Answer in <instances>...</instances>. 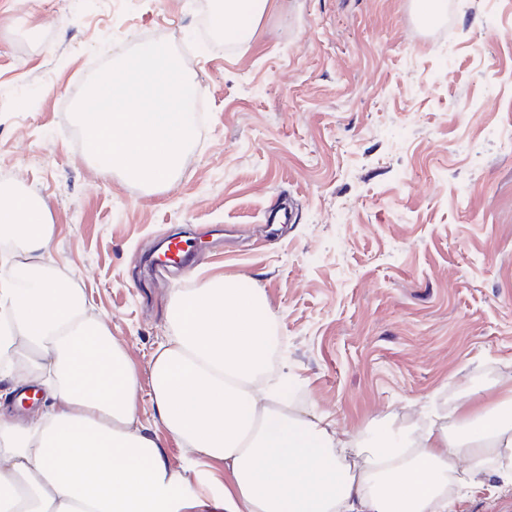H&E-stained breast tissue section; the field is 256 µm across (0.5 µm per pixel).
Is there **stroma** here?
<instances>
[{
	"label": "stroma",
	"mask_w": 512,
	"mask_h": 512,
	"mask_svg": "<svg viewBox=\"0 0 512 512\" xmlns=\"http://www.w3.org/2000/svg\"><path fill=\"white\" fill-rule=\"evenodd\" d=\"M221 3L0 0V184L47 204L49 269L126 349L144 425L169 298L220 275L265 295L294 408L366 440L512 376V0H271L232 43ZM153 31L202 112L149 189L91 156L71 110ZM205 227L192 267L150 272ZM159 442L181 495L223 497V463Z\"/></svg>",
	"instance_id": "1"
}]
</instances>
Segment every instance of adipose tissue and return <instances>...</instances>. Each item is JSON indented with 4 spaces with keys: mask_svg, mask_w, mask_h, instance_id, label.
<instances>
[{
    "mask_svg": "<svg viewBox=\"0 0 512 512\" xmlns=\"http://www.w3.org/2000/svg\"><path fill=\"white\" fill-rule=\"evenodd\" d=\"M269 0H224V39H244ZM43 202L0 203V400L39 387L42 410L0 414V512H196L137 414L138 379L81 288L49 272ZM150 361L160 426L223 462L224 512H458L491 479L512 487V381L482 410L456 405L424 433H339L259 387L276 346L264 295L219 278L175 293Z\"/></svg>",
    "mask_w": 512,
    "mask_h": 512,
    "instance_id": "1",
    "label": "adipose tissue"
}]
</instances>
